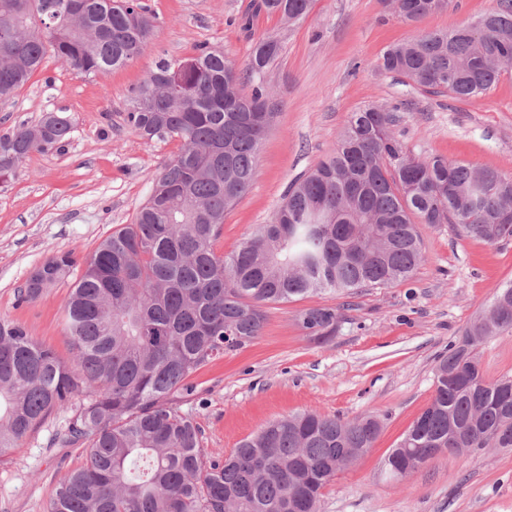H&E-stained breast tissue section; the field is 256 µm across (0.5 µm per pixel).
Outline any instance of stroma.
<instances>
[{
	"label": "stroma",
	"instance_id": "35a3bbf8",
	"mask_svg": "<svg viewBox=\"0 0 512 512\" xmlns=\"http://www.w3.org/2000/svg\"><path fill=\"white\" fill-rule=\"evenodd\" d=\"M142 2L157 31L141 58L81 77L50 56L13 98L0 100V132L56 109L73 124L64 151L31 153L0 183V317L24 324L62 360L72 358L64 322L71 281L28 304L18 303L17 290L56 253L71 254L81 274L99 243L133 223L149 198L179 143L141 139L123 126L122 113L158 59L182 61L206 44L242 67L259 39L274 34L283 44L268 73L278 114L256 181L224 218L221 255L270 222L289 184L331 154L351 114L369 106L397 109L394 134L408 155L512 176V68L481 98L463 101L424 92L378 65L387 46L474 21L496 0H451L415 26L380 0H315L293 27L254 10L252 0ZM417 231L424 260L410 281L268 306L258 339L193 374L185 409L201 430L205 460L297 412L344 421L372 415L381 422L377 440L324 489L319 512H512V448L447 453L399 481L384 474L385 458L433 398L439 359L512 281V240L462 239L449 224ZM313 306L337 308L335 336L316 340L298 326L297 313ZM479 357L488 380L512 376V330L488 339ZM64 424L51 417L0 458V512H46L59 480L82 465V449L55 440Z\"/></svg>",
	"mask_w": 512,
	"mask_h": 512
}]
</instances>
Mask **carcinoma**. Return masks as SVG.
<instances>
[{"instance_id": "carcinoma-1", "label": "carcinoma", "mask_w": 512, "mask_h": 512, "mask_svg": "<svg viewBox=\"0 0 512 512\" xmlns=\"http://www.w3.org/2000/svg\"><path fill=\"white\" fill-rule=\"evenodd\" d=\"M71 20L63 0H0V99L52 55L87 76L142 56L154 22L135 0H84ZM313 0H259L294 24ZM405 22L448 0H382ZM279 40L259 39L241 70L204 45L180 62L160 59L132 89L126 127L177 139L132 224L105 238L71 288L65 325L73 358L61 361L27 328L0 317V456L53 415L70 413L59 444L85 461L57 485L49 512H318L349 448L369 451L373 416L342 421L315 411L263 426L222 460L204 462L199 430L178 404L202 366L261 336L266 307L330 291L350 295L408 281L423 261L415 225L452 224L464 238L512 239V177L441 157L403 154L397 115L353 113L333 154L292 183L268 224L229 256L215 249L224 216L258 175L276 115L266 77ZM512 66V0L477 22L420 33L389 47L380 67L432 93L477 100ZM270 104L259 120L251 107ZM72 123L58 112L0 133V179L33 152H61ZM69 253L46 259L19 288L32 302L66 280ZM335 307L301 310L307 335L336 334ZM512 330V285L448 346L434 396L392 450L424 457L448 443L464 451L512 448V376L486 380L478 346Z\"/></svg>"}]
</instances>
